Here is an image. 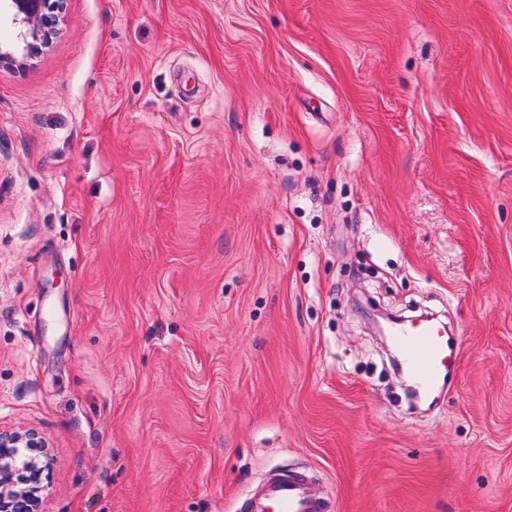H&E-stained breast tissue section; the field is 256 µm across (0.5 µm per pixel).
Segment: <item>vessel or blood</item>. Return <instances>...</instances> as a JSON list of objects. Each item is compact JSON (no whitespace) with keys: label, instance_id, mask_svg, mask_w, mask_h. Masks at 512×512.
<instances>
[{"label":"vessel or blood","instance_id":"vessel-or-blood-1","mask_svg":"<svg viewBox=\"0 0 512 512\" xmlns=\"http://www.w3.org/2000/svg\"><path fill=\"white\" fill-rule=\"evenodd\" d=\"M396 344L414 383L431 390L441 378L455 373L459 348L454 337L427 325L399 328ZM240 512H328L308 476L292 472L267 478L257 485Z\"/></svg>","mask_w":512,"mask_h":512}]
</instances>
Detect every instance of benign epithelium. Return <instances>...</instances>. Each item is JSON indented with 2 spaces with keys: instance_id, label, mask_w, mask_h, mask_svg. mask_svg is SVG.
Returning <instances> with one entry per match:
<instances>
[{
  "instance_id": "benign-epithelium-1",
  "label": "benign epithelium",
  "mask_w": 512,
  "mask_h": 512,
  "mask_svg": "<svg viewBox=\"0 0 512 512\" xmlns=\"http://www.w3.org/2000/svg\"><path fill=\"white\" fill-rule=\"evenodd\" d=\"M64 0H7L19 55L0 46V65L24 69L48 49L54 35L55 14ZM48 469L44 441L30 431H0V512H38L43 475Z\"/></svg>"
}]
</instances>
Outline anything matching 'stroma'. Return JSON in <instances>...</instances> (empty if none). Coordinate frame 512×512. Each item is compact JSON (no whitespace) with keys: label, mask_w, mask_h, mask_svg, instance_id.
I'll list each match as a JSON object with an SVG mask.
<instances>
[{"label":"stroma","mask_w":512,"mask_h":512,"mask_svg":"<svg viewBox=\"0 0 512 512\" xmlns=\"http://www.w3.org/2000/svg\"><path fill=\"white\" fill-rule=\"evenodd\" d=\"M0 66V429L39 512H512V0H66ZM433 313L411 405L370 307ZM395 336L410 377L421 389L429 391L456 372L459 348L453 336L422 324L400 327ZM45 448L33 432L0 431L1 512H38L43 475L48 469ZM303 473L290 472L267 478L257 485L240 512H329Z\"/></svg>","instance_id":"obj_1"}]
</instances>
